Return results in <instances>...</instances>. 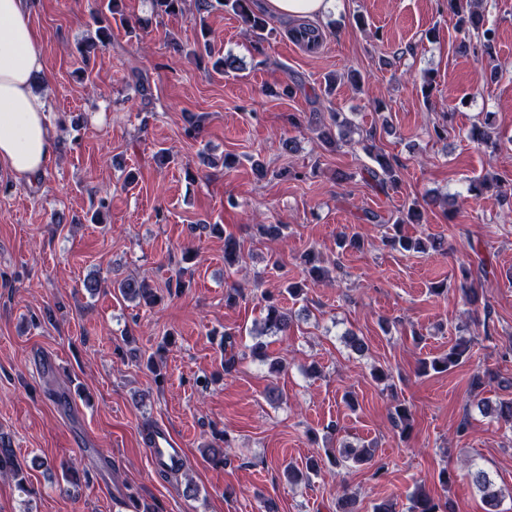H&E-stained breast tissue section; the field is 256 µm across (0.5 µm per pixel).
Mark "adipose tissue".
<instances>
[{"label": "adipose tissue", "mask_w": 512, "mask_h": 512, "mask_svg": "<svg viewBox=\"0 0 512 512\" xmlns=\"http://www.w3.org/2000/svg\"><path fill=\"white\" fill-rule=\"evenodd\" d=\"M43 70L26 0H0V163L23 181L41 178L55 149L36 89Z\"/></svg>", "instance_id": "ef3b65f1"}]
</instances>
